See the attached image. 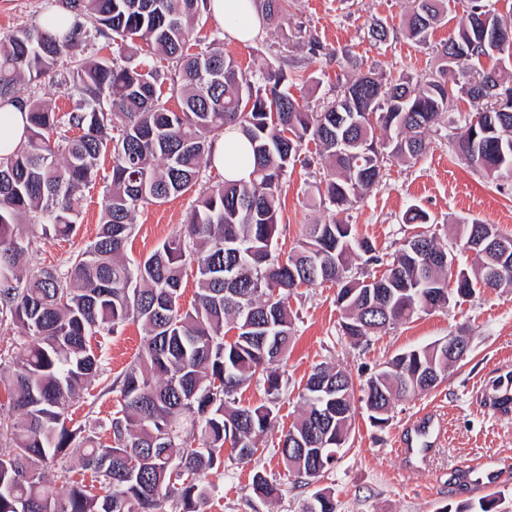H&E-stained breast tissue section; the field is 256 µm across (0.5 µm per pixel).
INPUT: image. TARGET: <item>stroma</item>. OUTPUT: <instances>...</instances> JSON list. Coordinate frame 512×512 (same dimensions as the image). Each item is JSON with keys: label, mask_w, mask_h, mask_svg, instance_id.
Instances as JSON below:
<instances>
[{"label": "stroma", "mask_w": 512, "mask_h": 512, "mask_svg": "<svg viewBox=\"0 0 512 512\" xmlns=\"http://www.w3.org/2000/svg\"><path fill=\"white\" fill-rule=\"evenodd\" d=\"M47 7L48 0H0V37L41 26ZM411 8L412 0H294L286 31L264 29L245 43L225 39L224 52L249 75L266 63L278 62L289 74L310 77L309 102L319 105L335 98L346 80L370 71L425 77L437 69L435 48L448 39L453 26H438L428 44L417 43L403 33V18ZM375 20L388 27L387 41L370 37L368 29ZM311 37L327 50L314 61L307 51ZM69 68L68 59H61L45 80L18 84L16 97L39 99L67 111L71 103L63 83ZM469 111L468 100L459 101L450 112V122L432 128L430 149L419 160L387 159L379 183L343 213L356 235L372 242L383 259H391L407 238L423 231L454 252L456 269L468 270L478 258L463 249L458 224L476 219L512 236V179L497 184L452 151V121ZM307 157L308 164L289 170L284 186L285 209L277 238V249L284 256L294 251L307 225L332 217L330 206L320 203L317 193L320 160L313 151ZM196 197L192 190L141 209L127 256L137 260L153 253L184 223ZM102 198V185L86 189L77 231L67 238H35L30 262L66 269L69 258L94 240ZM413 205L430 213L431 224L404 223L403 215ZM288 304L296 316L295 335L279 364L275 424L259 437L254 456L244 460L225 456L224 477L215 484L208 512H303L317 490L333 496L336 512H441L445 507L454 510L478 503L488 495L496 500L495 512H512V416L492 413L481 402L488 380L512 370V288L477 290L448 308L420 315L360 345L341 332L342 312L334 286L297 289ZM459 328L470 336L471 347L443 383L396 403L381 428L370 423L365 409H358L335 467L322 473L315 486L296 483L278 447L302 410L299 394L315 367L336 366L359 383L394 355L444 339ZM143 336L141 326L130 322L106 341L102 353L112 375H119L133 361ZM425 412L435 413L441 425L435 451L424 459L399 453L400 435ZM258 474L280 484L279 499L267 501L253 494L251 484Z\"/></svg>", "instance_id": "stroma-1"}]
</instances>
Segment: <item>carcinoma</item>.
Here are the masks:
<instances>
[{
	"mask_svg": "<svg viewBox=\"0 0 512 512\" xmlns=\"http://www.w3.org/2000/svg\"><path fill=\"white\" fill-rule=\"evenodd\" d=\"M457 0H414L404 20L409 37L425 42L434 25L453 13ZM263 25L283 29L293 0H253ZM439 44L437 72L384 79L357 77L319 110L309 108L304 84L282 64L268 63L247 76L224 54L223 38L192 51L191 33L206 13V0H63L75 20L64 32L53 10L45 25L0 38V98L15 96L22 79L49 74L59 59L72 63L64 90L72 109L61 115L29 99L30 134L25 144L0 157V330L24 338V354L0 357V383L8 412L0 414V512H206L210 488L203 476L224 463L225 447L240 459L254 455L257 437L273 425L271 406H235L234 394L255 376L266 393L279 391L277 365L288 351L295 317L290 293L331 284L344 313L342 334L358 344L383 330L432 311L428 301L468 297L478 288L512 287V265L491 276L494 255L483 254L467 276L448 288V266L431 256L448 249L437 238L416 234L386 262L381 278L367 283L349 274L351 259L367 265L383 259L353 227L336 217L308 225L297 249L281 257L274 249L281 222L288 169L303 147L314 143L326 172L317 187L321 201L342 213L378 181L388 157L417 160L427 150V131L455 100L468 98L473 112L460 119L452 150L494 179L512 167V146L493 133L469 142L474 122L512 124V113L477 100L482 81L502 79L509 56L479 44L465 59L448 61L456 43L469 40L464 17ZM112 41L109 58L77 54L91 33ZM160 54L176 64L181 98L168 108L167 75L138 57ZM232 126L250 146L248 181L224 180L196 198L185 223L148 257H124L134 216L148 205L191 191L212 143ZM78 130L70 136L67 131ZM112 159L99 232L70 257L59 273L23 263L31 241L17 233L24 222L41 234L72 235L83 190L97 177L98 160ZM196 278L194 303L184 308V277ZM133 321L144 343L118 380L121 400L99 428L74 425L71 407L103 375L97 337ZM231 338H226V335ZM457 359L432 344L395 355L362 384L361 402L372 422L384 425L395 403L433 388L427 373L445 379ZM354 384L341 369L317 367L300 397L303 410L280 440L289 470L306 485L335 464L304 448H343L357 409ZM484 406L512 414V370L490 379ZM92 473V483L73 477L72 460ZM65 495L50 491L45 468ZM179 468L183 478L171 482ZM252 492L265 499L279 488L257 474ZM305 512H336V502L316 492Z\"/></svg>",
	"mask_w": 512,
	"mask_h": 512,
	"instance_id": "1",
	"label": "carcinoma"
}]
</instances>
